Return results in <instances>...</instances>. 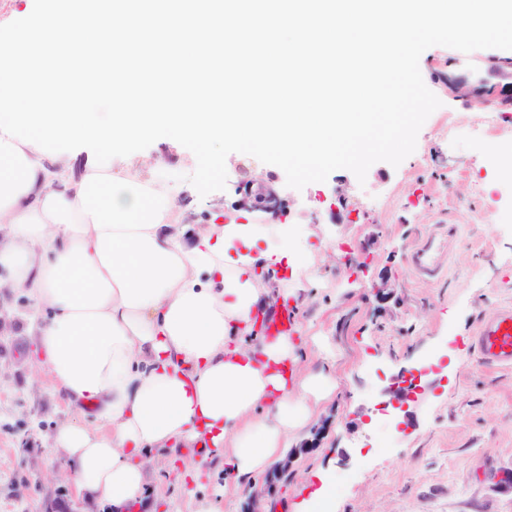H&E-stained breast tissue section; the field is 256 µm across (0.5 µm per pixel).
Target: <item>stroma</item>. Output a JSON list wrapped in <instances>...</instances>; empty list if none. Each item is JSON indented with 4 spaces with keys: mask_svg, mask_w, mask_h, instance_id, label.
<instances>
[{
    "mask_svg": "<svg viewBox=\"0 0 512 512\" xmlns=\"http://www.w3.org/2000/svg\"><path fill=\"white\" fill-rule=\"evenodd\" d=\"M488 58L485 49L424 51L419 68L441 105L411 155L396 167L373 164L362 183L340 169L296 190L281 168L233 153L225 190L202 197L187 180L194 155L172 139L111 159L113 171L144 180L170 175L181 206L178 232L189 246L200 225L229 215L270 223L263 210L238 209L247 181L276 191L284 223L312 231L307 253L290 257L307 290L294 316L335 351L339 385L338 398L295 440L301 453L292 477L272 492L259 479L250 492L227 497L223 476L206 471L185 488L154 461L131 512H196L202 498L219 512H244L253 493L264 512H307L322 474L336 481V512H512V369L487 368L473 352L479 322L512 306V164L505 161L512 105L498 96L477 104L448 87ZM490 111L495 129L478 136ZM431 233L440 243L439 272L419 278L409 255ZM351 244L368 251L369 273L345 265ZM384 271L394 288L382 301L370 277ZM33 315L23 294L0 288V512H43L61 496L76 512H108L82 495L73 477L56 472L44 445L55 424L79 414L57 399L37 364ZM420 373L426 381L414 419L396 428L393 415L376 409L382 391L392 378Z\"/></svg>",
    "mask_w": 512,
    "mask_h": 512,
    "instance_id": "obj_1",
    "label": "stroma"
}]
</instances>
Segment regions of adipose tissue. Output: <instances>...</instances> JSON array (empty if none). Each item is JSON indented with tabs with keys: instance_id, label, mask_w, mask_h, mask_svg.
Returning <instances> with one entry per match:
<instances>
[{
	"instance_id": "ef3b65f1",
	"label": "adipose tissue",
	"mask_w": 512,
	"mask_h": 512,
	"mask_svg": "<svg viewBox=\"0 0 512 512\" xmlns=\"http://www.w3.org/2000/svg\"><path fill=\"white\" fill-rule=\"evenodd\" d=\"M179 219L159 181L94 167L75 177L0 132V288L42 311L31 329L53 390L94 416L46 441L79 492L116 507L140 499L147 454L194 445L186 474L210 465L238 495L338 388L300 366L306 330L258 326L298 297L262 273L287 265L307 228L230 216L189 247Z\"/></svg>"
}]
</instances>
